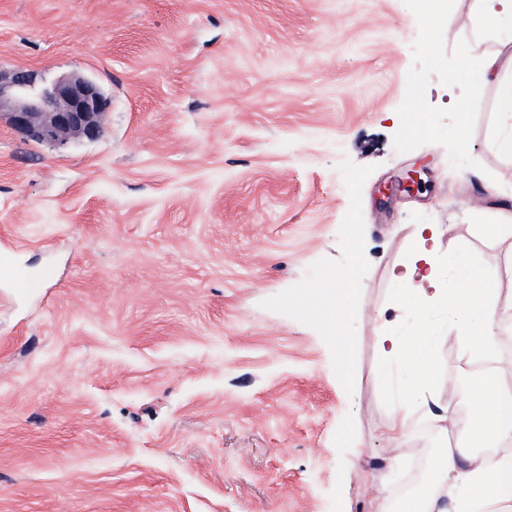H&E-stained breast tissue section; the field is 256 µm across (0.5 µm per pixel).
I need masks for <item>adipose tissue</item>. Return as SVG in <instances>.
I'll return each instance as SVG.
<instances>
[{
	"instance_id": "1",
	"label": "adipose tissue",
	"mask_w": 512,
	"mask_h": 512,
	"mask_svg": "<svg viewBox=\"0 0 512 512\" xmlns=\"http://www.w3.org/2000/svg\"><path fill=\"white\" fill-rule=\"evenodd\" d=\"M476 33L494 38L499 48L478 56L464 55L459 74L469 88L467 98L456 100L454 107L464 112L477 104L475 92L491 85L496 89L499 121L494 134L497 151L512 157V0H477ZM438 232L418 234L409 258L396 264L391 275L401 284L398 305L412 311L416 321L408 336L392 333L378 338L380 351L403 361L411 371V402L396 410L389 426L390 440L403 435L413 413L412 402L426 398L434 388L435 366L432 358L416 350L415 342L431 336L425 322L427 308L444 306L448 321L463 339L471 354L485 356L495 350L499 308L491 286L492 274L468 279L467 287H456V280L466 277L465 266L441 270ZM344 277H328L314 293L312 301L321 308V319L327 332L340 346H347L344 320L350 300L343 290ZM468 428L478 449L477 454L457 457L451 450L441 449L434 463L436 490L422 499L410 502L406 512H438L437 503L446 498L455 512H512V453L503 452L504 444H512V397L501 387L488 386L484 396L475 398Z\"/></svg>"
}]
</instances>
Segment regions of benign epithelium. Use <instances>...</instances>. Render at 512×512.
Masks as SVG:
<instances>
[{
  "label": "benign epithelium",
  "mask_w": 512,
  "mask_h": 512,
  "mask_svg": "<svg viewBox=\"0 0 512 512\" xmlns=\"http://www.w3.org/2000/svg\"><path fill=\"white\" fill-rule=\"evenodd\" d=\"M106 107L100 85L82 74L45 85L24 68L0 72V112L12 127L37 141L96 139L103 131Z\"/></svg>",
  "instance_id": "benign-epithelium-1"
}]
</instances>
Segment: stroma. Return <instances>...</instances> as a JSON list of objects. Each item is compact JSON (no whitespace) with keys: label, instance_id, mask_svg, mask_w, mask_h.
I'll list each match as a JSON object with an SVG mask.
<instances>
[{"label":"stroma","instance_id":"1","mask_svg":"<svg viewBox=\"0 0 512 512\" xmlns=\"http://www.w3.org/2000/svg\"><path fill=\"white\" fill-rule=\"evenodd\" d=\"M474 0L428 28L412 0H0V70L94 79L101 136L33 140L0 116V512H385L407 368L394 264L420 224L448 268L492 271L512 380V205L495 89L450 105ZM360 262H353V255ZM351 274L349 350L309 304ZM434 392L400 446L469 408L448 310ZM348 360V374L336 365ZM0 278L10 282L14 290L19 294H28L38 287L39 281L35 280L23 267L0 260Z\"/></svg>","mask_w":512,"mask_h":512}]
</instances>
